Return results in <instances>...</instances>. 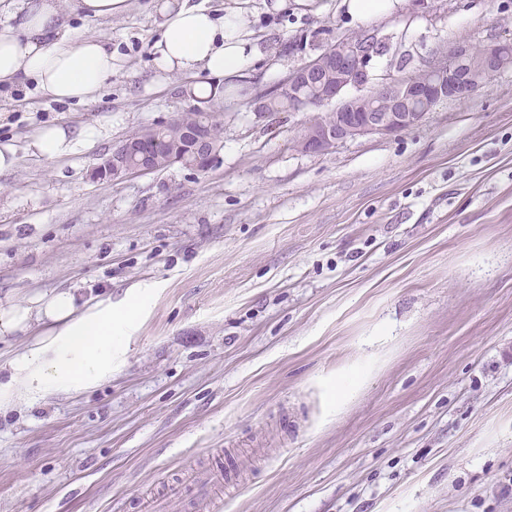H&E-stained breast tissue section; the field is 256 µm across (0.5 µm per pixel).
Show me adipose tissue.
<instances>
[{"label":"adipose tissue","instance_id":"obj_1","mask_svg":"<svg viewBox=\"0 0 512 512\" xmlns=\"http://www.w3.org/2000/svg\"><path fill=\"white\" fill-rule=\"evenodd\" d=\"M162 18L153 43V62L163 73L239 77L254 70L260 52L242 21L198 4L197 0H157ZM122 66L111 45L69 28L58 0H7L0 6V85L34 81L58 101L87 102ZM102 136L101 128L72 133L64 126L42 128L30 143L46 159L78 153ZM144 304L136 295L125 304L105 298L80 301L70 290L33 307L0 306V337L43 324L41 335L8 361L0 380V409L53 394H71L112 375V323L133 324Z\"/></svg>","mask_w":512,"mask_h":512}]
</instances>
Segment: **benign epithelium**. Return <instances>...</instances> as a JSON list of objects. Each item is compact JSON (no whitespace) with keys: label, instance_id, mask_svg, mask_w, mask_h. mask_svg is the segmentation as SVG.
Here are the masks:
<instances>
[{"label":"benign epithelium","instance_id":"7a95c632","mask_svg":"<svg viewBox=\"0 0 512 512\" xmlns=\"http://www.w3.org/2000/svg\"><path fill=\"white\" fill-rule=\"evenodd\" d=\"M371 57L363 44L347 38L336 41L322 54L293 70L275 89L288 93V99L301 98V110L320 111L332 105L336 123L313 121L302 135L298 150L303 154L323 155L350 139L364 135L391 136L419 124L428 112L445 101H465L488 84L494 76L512 68V43L497 41L475 51L458 42L437 65L418 77H392L367 94ZM180 126L189 140L188 157L193 169L208 171L218 162L221 150L196 128L183 123L177 114L162 127ZM138 139L128 138L112 149L92 171L93 179L108 182L129 174H148L179 163L175 153L156 148L147 154L148 162L132 160Z\"/></svg>","mask_w":512,"mask_h":512}]
</instances>
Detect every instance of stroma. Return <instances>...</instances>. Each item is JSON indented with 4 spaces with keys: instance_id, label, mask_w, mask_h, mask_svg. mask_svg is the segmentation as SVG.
Wrapping results in <instances>:
<instances>
[{
    "instance_id": "obj_1",
    "label": "stroma",
    "mask_w": 512,
    "mask_h": 512,
    "mask_svg": "<svg viewBox=\"0 0 512 512\" xmlns=\"http://www.w3.org/2000/svg\"><path fill=\"white\" fill-rule=\"evenodd\" d=\"M240 6L261 52L208 99L158 76L152 0L68 18L121 55L93 101L0 87V303L146 301L117 331L109 379L0 412V512H132L222 461L210 512H512V70L398 135L296 151L313 111L253 99L336 40L376 30L373 84L448 47L512 39V0ZM220 161L109 182L104 155L192 107ZM103 126L49 160L41 127Z\"/></svg>"
}]
</instances>
